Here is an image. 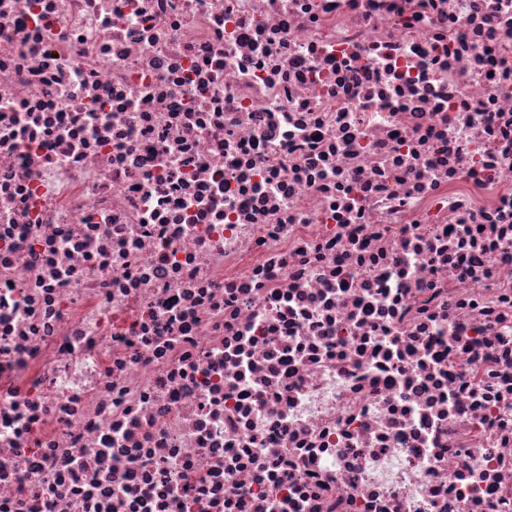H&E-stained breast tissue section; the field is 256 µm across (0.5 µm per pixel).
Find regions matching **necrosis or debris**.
<instances>
[{
  "label": "necrosis or debris",
  "instance_id": "1",
  "mask_svg": "<svg viewBox=\"0 0 512 512\" xmlns=\"http://www.w3.org/2000/svg\"><path fill=\"white\" fill-rule=\"evenodd\" d=\"M0 512H512V0H0Z\"/></svg>",
  "mask_w": 512,
  "mask_h": 512
}]
</instances>
